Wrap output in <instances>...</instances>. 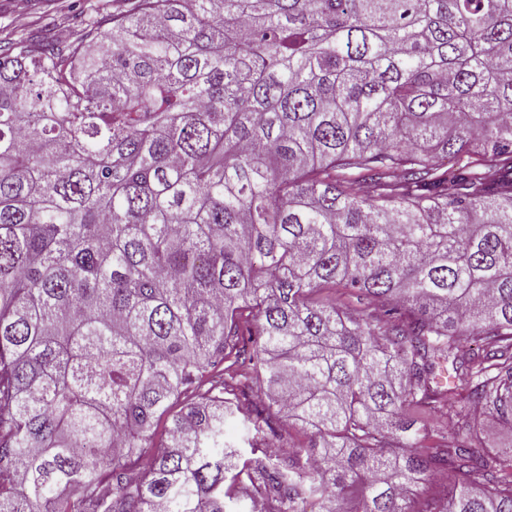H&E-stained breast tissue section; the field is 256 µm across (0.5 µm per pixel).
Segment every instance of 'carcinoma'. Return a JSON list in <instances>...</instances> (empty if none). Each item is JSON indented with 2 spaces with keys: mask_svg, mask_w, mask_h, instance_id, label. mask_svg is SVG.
Masks as SVG:
<instances>
[{
  "mask_svg": "<svg viewBox=\"0 0 512 512\" xmlns=\"http://www.w3.org/2000/svg\"><path fill=\"white\" fill-rule=\"evenodd\" d=\"M473 408L512 427V0L0 41V512H512ZM432 411L458 438L421 453ZM280 419L307 445L269 451Z\"/></svg>",
  "mask_w": 512,
  "mask_h": 512,
  "instance_id": "cac0c4a2",
  "label": "carcinoma"
}]
</instances>
